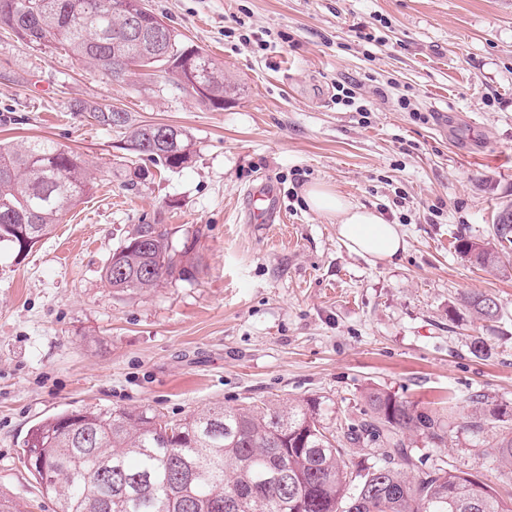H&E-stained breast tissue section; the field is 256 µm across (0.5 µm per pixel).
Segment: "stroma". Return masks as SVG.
I'll return each instance as SVG.
<instances>
[{
	"mask_svg": "<svg viewBox=\"0 0 512 512\" xmlns=\"http://www.w3.org/2000/svg\"><path fill=\"white\" fill-rule=\"evenodd\" d=\"M146 4L241 92L212 109L0 30V141L51 139L96 177L49 238L0 256V496L55 512L22 443L66 409L178 420L214 403L315 398L332 425L359 418L373 387L442 414L446 447L413 449L424 467L447 461L511 500L512 471L482 450L512 431V269L476 268L455 240L493 243L496 209L512 201V0ZM340 84L371 112L337 105ZM77 100L184 130L190 163L131 160L123 133L72 111ZM265 181L286 223L251 222L247 194ZM317 182L398 224L400 257L352 253L304 201ZM155 222L195 277L114 292L107 257ZM470 292L494 296L499 320L472 321ZM478 334L482 358L469 350ZM476 393L502 416L480 433L466 425Z\"/></svg>",
	"mask_w": 512,
	"mask_h": 512,
	"instance_id": "obj_1",
	"label": "stroma"
}]
</instances>
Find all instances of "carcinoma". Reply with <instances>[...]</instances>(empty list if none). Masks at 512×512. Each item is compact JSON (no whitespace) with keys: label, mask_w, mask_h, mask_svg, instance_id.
<instances>
[{"label":"carcinoma","mask_w":512,"mask_h":512,"mask_svg":"<svg viewBox=\"0 0 512 512\" xmlns=\"http://www.w3.org/2000/svg\"><path fill=\"white\" fill-rule=\"evenodd\" d=\"M137 22L159 26V46L130 40ZM0 29L29 47L57 44L119 83L139 74L201 104L224 107L241 91L224 66L165 25L144 0H0ZM100 126L125 130L129 154L179 168L192 143L181 129L133 124L128 114L113 122L108 105L72 104ZM91 164L48 138L20 145L0 142V252L21 255L47 237L93 186ZM498 247L457 239L458 253L483 269L512 265V204L494 217ZM164 224H139L105 261L102 277L117 293L147 292L163 282L194 277ZM471 316L500 317L497 300L472 292L464 297ZM363 417L327 427L315 399L257 407L213 404L170 421L150 410L85 407L49 416L28 432L23 451L43 459L34 475L53 498L55 512H512L488 483L442 462L424 475L413 455L415 438L446 443L442 416L381 389L364 394ZM467 421L479 433L499 414L479 398ZM370 447L376 462L353 473L345 456ZM499 468L512 471V432L484 449Z\"/></svg>","instance_id":"1"}]
</instances>
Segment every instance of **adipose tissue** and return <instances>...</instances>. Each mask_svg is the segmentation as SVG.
Wrapping results in <instances>:
<instances>
[{
  "mask_svg": "<svg viewBox=\"0 0 512 512\" xmlns=\"http://www.w3.org/2000/svg\"><path fill=\"white\" fill-rule=\"evenodd\" d=\"M308 207L335 220L339 236L355 254L375 260L397 258L404 241L397 225L374 209L352 203L323 184L309 186L304 193Z\"/></svg>",
  "mask_w": 512,
  "mask_h": 512,
  "instance_id": "1",
  "label": "adipose tissue"
}]
</instances>
